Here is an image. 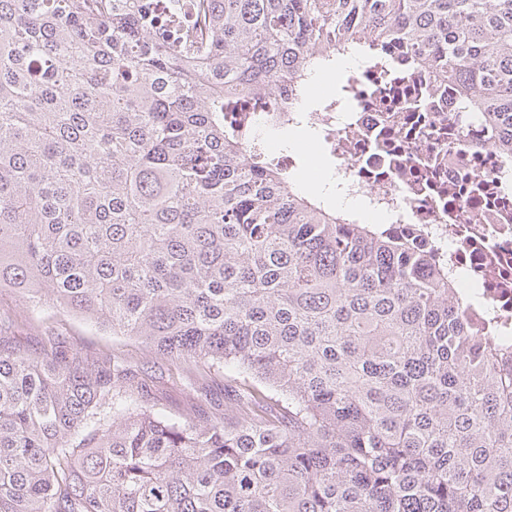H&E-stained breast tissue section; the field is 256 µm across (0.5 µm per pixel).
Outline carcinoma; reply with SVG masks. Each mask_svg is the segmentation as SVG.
<instances>
[{"label":"carcinoma","instance_id":"obj_1","mask_svg":"<svg viewBox=\"0 0 512 512\" xmlns=\"http://www.w3.org/2000/svg\"><path fill=\"white\" fill-rule=\"evenodd\" d=\"M206 2L190 41L187 0H0V289L219 365L235 412L0 352V512H512V338L224 119L397 44L512 159V0Z\"/></svg>","mask_w":512,"mask_h":512}]
</instances>
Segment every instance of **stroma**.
Listing matches in <instances>:
<instances>
[{"label":"stroma","mask_w":512,"mask_h":512,"mask_svg":"<svg viewBox=\"0 0 512 512\" xmlns=\"http://www.w3.org/2000/svg\"><path fill=\"white\" fill-rule=\"evenodd\" d=\"M4 312L14 321L6 341L9 347L35 355L44 340L53 336L85 357L123 360L143 367L159 408L182 420H196L224 407V372L211 363H175L157 357L134 340L100 331L51 306L26 305L12 290L0 292V313Z\"/></svg>","instance_id":"stroma-1"}]
</instances>
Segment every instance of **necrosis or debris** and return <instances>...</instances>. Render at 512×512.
Segmentation results:
<instances>
[{
  "mask_svg": "<svg viewBox=\"0 0 512 512\" xmlns=\"http://www.w3.org/2000/svg\"><path fill=\"white\" fill-rule=\"evenodd\" d=\"M294 122L316 135L334 189L395 232L419 228L452 275L478 286L474 321L512 331V168L479 113L403 62L361 61L345 97ZM492 179V193L473 182Z\"/></svg>",
  "mask_w": 512,
  "mask_h": 512,
  "instance_id": "necrosis-or-debris-1",
  "label": "necrosis or debris"
}]
</instances>
